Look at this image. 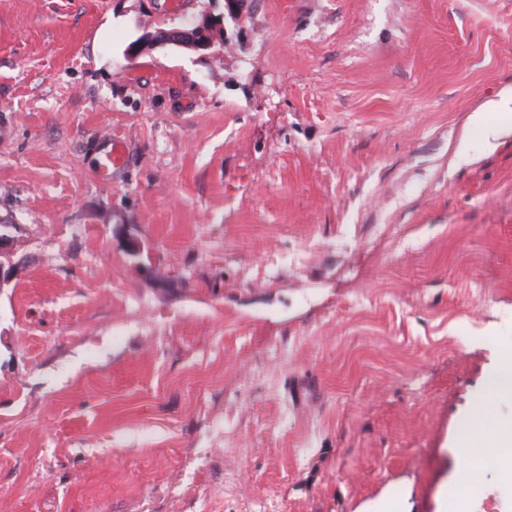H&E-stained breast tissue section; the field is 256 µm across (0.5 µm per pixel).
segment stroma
I'll list each match as a JSON object with an SVG mask.
<instances>
[{"label": "stroma", "instance_id": "stroma-1", "mask_svg": "<svg viewBox=\"0 0 512 512\" xmlns=\"http://www.w3.org/2000/svg\"><path fill=\"white\" fill-rule=\"evenodd\" d=\"M170 10L0 0V512H512V0ZM223 27V20H219L211 11L202 9L192 15L181 27H172L170 30L146 31L139 42L129 48V54H137L142 50L156 44H175L201 52L210 56L218 54L215 44L209 39L212 29ZM189 37V38H184ZM184 38V39H180ZM128 163L125 144L118 136H105L101 139V147L97 160V169L102 175L123 169Z\"/></svg>", "mask_w": 512, "mask_h": 512}]
</instances>
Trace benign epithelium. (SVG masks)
<instances>
[{"instance_id":"7a95c632","label":"benign epithelium","mask_w":512,"mask_h":512,"mask_svg":"<svg viewBox=\"0 0 512 512\" xmlns=\"http://www.w3.org/2000/svg\"><path fill=\"white\" fill-rule=\"evenodd\" d=\"M221 26H223V21L219 20L211 11L202 9L179 27L145 32L139 42L129 48V53L137 54L156 44L170 43L193 49L205 56L215 55L219 53V50L215 49V44L209 39V34L212 29Z\"/></svg>"}]
</instances>
